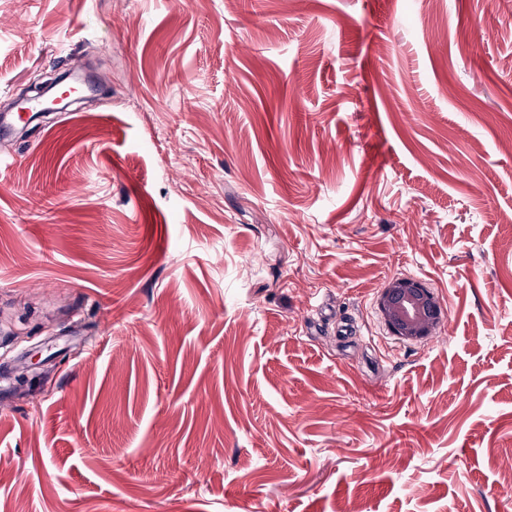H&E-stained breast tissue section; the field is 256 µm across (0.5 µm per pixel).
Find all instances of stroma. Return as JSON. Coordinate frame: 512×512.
Instances as JSON below:
<instances>
[{
    "instance_id": "1",
    "label": "stroma",
    "mask_w": 512,
    "mask_h": 512,
    "mask_svg": "<svg viewBox=\"0 0 512 512\" xmlns=\"http://www.w3.org/2000/svg\"><path fill=\"white\" fill-rule=\"evenodd\" d=\"M76 62L0 138V512H512L492 0H0V109ZM377 303L389 331L404 341L432 336L442 324L443 308L439 297L415 278L392 279L383 288Z\"/></svg>"
}]
</instances>
